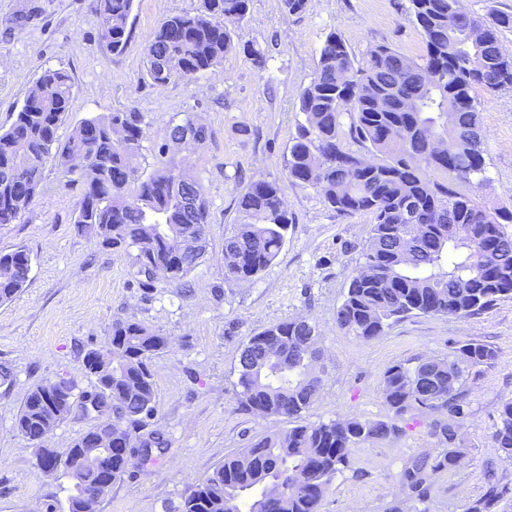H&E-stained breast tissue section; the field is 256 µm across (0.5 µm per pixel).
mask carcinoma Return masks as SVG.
Returning a JSON list of instances; mask_svg holds the SVG:
<instances>
[{"mask_svg":"<svg viewBox=\"0 0 512 512\" xmlns=\"http://www.w3.org/2000/svg\"><path fill=\"white\" fill-rule=\"evenodd\" d=\"M411 22L423 43L412 59L374 45L356 58L338 33H328L315 73L299 93L295 135L286 181L314 189L341 218L368 214L372 222L362 262L348 276L336 311V325L362 340L382 335L410 314L469 318L512 296V208L489 206L459 191L458 185L487 181L485 134L473 91H497L512 84V56L499 50L500 34L512 28V15L486 20L467 0H409ZM250 0H202L193 13L165 17L144 47L146 75L156 86L196 79L215 70L236 48L234 26L248 15ZM135 0H96L101 38L112 52L128 45ZM484 25V39L469 32ZM352 80L338 83V73ZM73 83L61 69L47 68L28 89L10 127L0 132V224H11L38 194L50 160L62 172L81 170L77 228L104 249H133L136 277L144 288L183 279L203 259L208 209L199 180L187 169L161 162L142 167L144 117L118 110L78 122L61 143L57 132L71 112ZM456 109L448 121V108ZM349 135L367 144L372 158L343 146L342 117ZM446 138L452 153L433 152L431 142ZM195 186L196 203L184 200L181 177ZM285 187L276 181L250 183L239 196L233 232L224 237L225 277L249 281L266 270L288 239L292 218L284 204ZM176 232L199 245L176 264L168 256L179 246ZM31 260L22 249L0 251V302L11 300L27 281ZM319 332L305 319L271 323L247 337L237 367L240 404L288 427L251 441L224 458L182 500L179 512H318L331 479L350 467L353 448L400 431L414 411L434 416L431 433L444 448L408 459L399 473L407 501L424 502L435 474L460 467L466 448L460 431L470 416L462 390L470 371L493 364L488 346L465 341L448 357L414 365L395 364L384 373L381 398L386 415L378 419H303L324 384ZM167 338L135 320H116L104 345L84 355L94 392L85 396L94 424L75 440L65 457L38 449V464L72 483L65 505L46 512H85L83 493L95 482L82 469L85 442L112 427L120 439L112 448V480L127 470L120 446L141 453L166 447L156 431L144 432L156 410L150 359ZM74 401L57 403L49 383L28 394L17 419L31 440L37 426H56ZM502 458L512 461V398L498 411L494 433ZM307 475L299 484L295 473ZM272 484L281 494H267ZM512 486L488 485L466 512H494Z\"/></svg>","mask_w":512,"mask_h":512,"instance_id":"1","label":"carcinoma"}]
</instances>
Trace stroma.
Segmentation results:
<instances>
[{
  "mask_svg": "<svg viewBox=\"0 0 512 512\" xmlns=\"http://www.w3.org/2000/svg\"><path fill=\"white\" fill-rule=\"evenodd\" d=\"M29 1L38 6V18L9 27L8 18ZM95 6L96 0H0V131L48 67L65 70L74 86L72 110L58 130L62 141L82 119L132 109L144 117V166L150 169L168 126L196 116L210 138L168 158L202 184L207 253L184 281L139 287L134 251L103 249L79 232L74 219L81 186L46 166L33 202L14 223L0 224V250L23 248L32 261L25 288L0 303V512H43L46 504L65 502L68 481L38 466L16 417L44 382L63 378L77 392L92 390L83 355L101 346L119 319L140 321L168 339L150 362L157 404L149 422L167 446L149 462L129 465L96 512H177L190 488L227 455L281 429V421L239 405L235 366L248 336L297 316L317 325L326 367L323 389L304 414L312 422L380 418L386 413L380 385L390 365L444 358L465 340L492 346L494 364L472 372L465 386L467 458L434 476L425 507L464 512L483 494L491 471L512 484V461L501 458L494 440L499 405L512 398V298L466 319L411 315L368 341L346 334L336 325V311L371 218L339 219L313 189L300 185L285 192L293 222L276 261L251 281L224 276V237L236 222L239 196L250 182L285 176L300 118L298 94L315 71L325 36L340 34L358 56L386 44L418 57L422 39L410 21L409 0H311L300 15L286 13L280 0H251L236 29L239 48L222 66L162 88L145 75L144 46L163 18L195 12L200 0H136L131 41L119 55L100 37ZM247 45L262 51L265 66L244 53ZM475 97L487 133L488 180L460 190L491 205H512V89H479ZM430 422L419 415L397 436L354 448L319 512H388L399 504L414 512L398 473L409 456L440 450Z\"/></svg>",
  "mask_w": 512,
  "mask_h": 512,
  "instance_id": "obj_1",
  "label": "stroma"
}]
</instances>
